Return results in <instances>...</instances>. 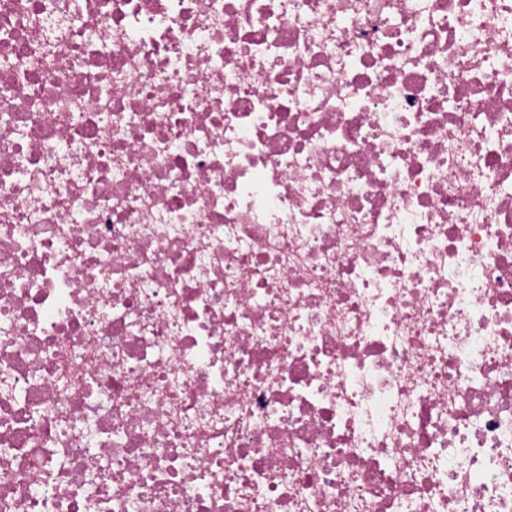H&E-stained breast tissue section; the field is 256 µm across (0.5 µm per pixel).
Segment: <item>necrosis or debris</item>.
I'll return each mask as SVG.
<instances>
[{"instance_id": "4bbe7bcc", "label": "necrosis or debris", "mask_w": 512, "mask_h": 512, "mask_svg": "<svg viewBox=\"0 0 512 512\" xmlns=\"http://www.w3.org/2000/svg\"><path fill=\"white\" fill-rule=\"evenodd\" d=\"M0 512H512V0H0Z\"/></svg>"}]
</instances>
